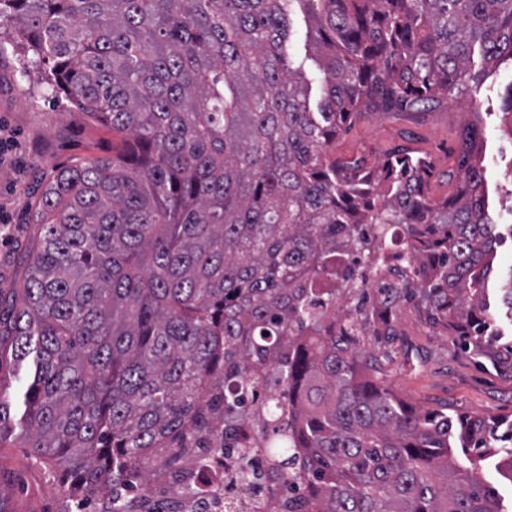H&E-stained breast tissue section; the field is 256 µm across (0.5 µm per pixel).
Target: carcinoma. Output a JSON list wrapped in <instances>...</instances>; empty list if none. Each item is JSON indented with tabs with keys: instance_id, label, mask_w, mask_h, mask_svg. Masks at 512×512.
I'll return each instance as SVG.
<instances>
[{
	"instance_id": "carcinoma-1",
	"label": "carcinoma",
	"mask_w": 512,
	"mask_h": 512,
	"mask_svg": "<svg viewBox=\"0 0 512 512\" xmlns=\"http://www.w3.org/2000/svg\"><path fill=\"white\" fill-rule=\"evenodd\" d=\"M310 22L325 74L287 50ZM3 38L48 84L124 135L111 157L59 171L38 201L23 288L0 290V391L13 438L65 476L62 512H174L208 456L235 448L288 490L293 512H507L482 476L512 481V421L419 408L365 374L371 341L335 275L402 224L419 293L452 336H481L497 235L477 132L463 186L426 193L425 159L375 168L328 157L358 112L439 104L512 60V0H0ZM292 19V34L288 42V51L291 58L294 59L296 66H301L306 79L312 84V94L315 92L320 93L324 75L316 63L309 58V55H313V52L308 46L306 37L307 19L304 18L299 10L294 11Z\"/></svg>"
}]
</instances>
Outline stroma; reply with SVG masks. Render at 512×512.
Masks as SVG:
<instances>
[{
    "label": "stroma",
    "instance_id": "35a3bbf8",
    "mask_svg": "<svg viewBox=\"0 0 512 512\" xmlns=\"http://www.w3.org/2000/svg\"><path fill=\"white\" fill-rule=\"evenodd\" d=\"M288 51L314 91L324 75L311 60L308 23L292 16ZM33 59L0 52V140L8 147L0 163V289L20 287L21 260L36 226L33 214L46 184L61 169L109 157L120 134L92 121L51 90H34ZM475 123L477 150L485 169L488 211L500 237L490 276L491 317L483 339L460 340L431 325L421 297L400 302L393 343L373 346L381 377L412 404L451 415L512 417V316L503 300L512 283V61L491 69L453 103L430 112H363L338 134L330 157L374 165L400 151L426 158L433 201L454 196L463 125ZM60 471L9 440L0 444V502L7 512H61Z\"/></svg>",
    "mask_w": 512,
    "mask_h": 512
}]
</instances>
